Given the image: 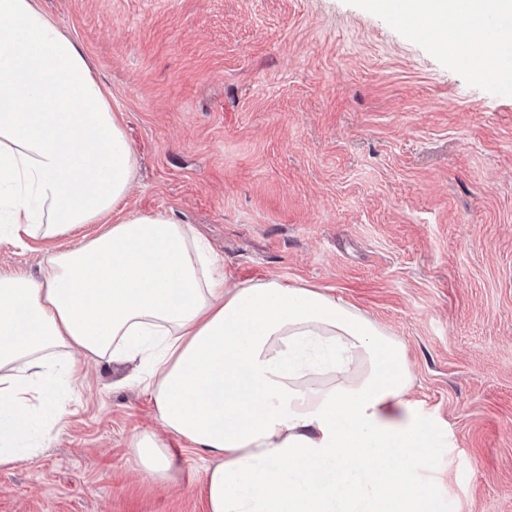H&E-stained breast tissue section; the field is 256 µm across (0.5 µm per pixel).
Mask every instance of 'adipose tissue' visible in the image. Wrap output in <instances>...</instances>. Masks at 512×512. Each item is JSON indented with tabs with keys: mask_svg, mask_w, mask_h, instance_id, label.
<instances>
[{
	"mask_svg": "<svg viewBox=\"0 0 512 512\" xmlns=\"http://www.w3.org/2000/svg\"><path fill=\"white\" fill-rule=\"evenodd\" d=\"M484 80L512 87V0H376ZM507 26L487 33L489 15ZM135 152L80 46L36 5L0 0V241L104 233L0 271V463L28 456L50 356L138 359L168 432L211 460L207 512H434L432 430L406 394L403 347L335 296L276 278L233 283L172 212L125 202ZM156 481L175 462L131 440ZM412 452L413 466L401 462Z\"/></svg>",
	"mask_w": 512,
	"mask_h": 512,
	"instance_id": "1",
	"label": "adipose tissue"
}]
</instances>
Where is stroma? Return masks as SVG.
I'll list each match as a JSON object with an SVG mask.
<instances>
[{
  "instance_id": "1",
  "label": "stroma",
  "mask_w": 512,
  "mask_h": 512,
  "mask_svg": "<svg viewBox=\"0 0 512 512\" xmlns=\"http://www.w3.org/2000/svg\"><path fill=\"white\" fill-rule=\"evenodd\" d=\"M82 48L137 158L127 204L172 212L231 282L336 296L405 347L438 431L436 512H512V92L371 0H37ZM46 243H0L38 275ZM138 363L56 388L38 454L0 465V512H207L208 457L168 437ZM131 448L138 465L156 481L167 483L173 480L175 462L168 445L156 435L148 432L135 434L131 440Z\"/></svg>"
}]
</instances>
